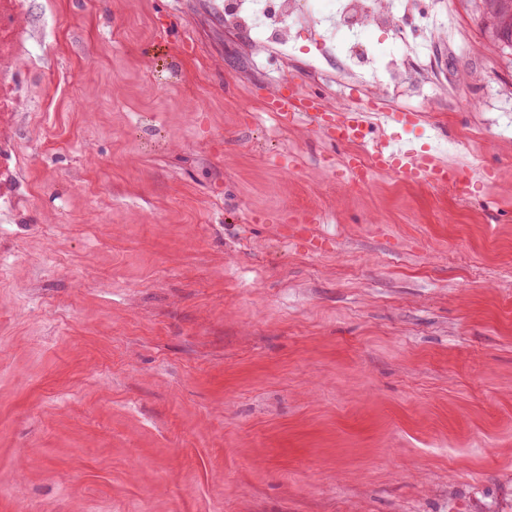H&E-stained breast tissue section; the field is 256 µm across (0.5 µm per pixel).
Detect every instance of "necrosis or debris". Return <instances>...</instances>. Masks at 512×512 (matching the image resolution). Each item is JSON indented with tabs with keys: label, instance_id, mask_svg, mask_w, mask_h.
<instances>
[{
	"label": "necrosis or debris",
	"instance_id": "4bbe7bcc",
	"mask_svg": "<svg viewBox=\"0 0 512 512\" xmlns=\"http://www.w3.org/2000/svg\"><path fill=\"white\" fill-rule=\"evenodd\" d=\"M23 0H0V223H15L30 202V192L19 163L16 132L26 123L38 101L31 85L15 78L28 42ZM416 0H222L224 27L258 34L265 44L288 53L298 49L302 30L318 31L330 53L343 60V74L353 79L360 96L370 99L384 92L398 105L413 81L414 50L394 55L369 50L365 29L389 31L407 40L400 11H412Z\"/></svg>",
	"mask_w": 512,
	"mask_h": 512
}]
</instances>
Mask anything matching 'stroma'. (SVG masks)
<instances>
[{
	"label": "stroma",
	"mask_w": 512,
	"mask_h": 512,
	"mask_svg": "<svg viewBox=\"0 0 512 512\" xmlns=\"http://www.w3.org/2000/svg\"><path fill=\"white\" fill-rule=\"evenodd\" d=\"M420 30L387 135L463 184L351 180L273 96L350 84L204 0H25L31 202L0 223V512H448L512 492V50Z\"/></svg>",
	"instance_id": "35a3bbf8"
}]
</instances>
